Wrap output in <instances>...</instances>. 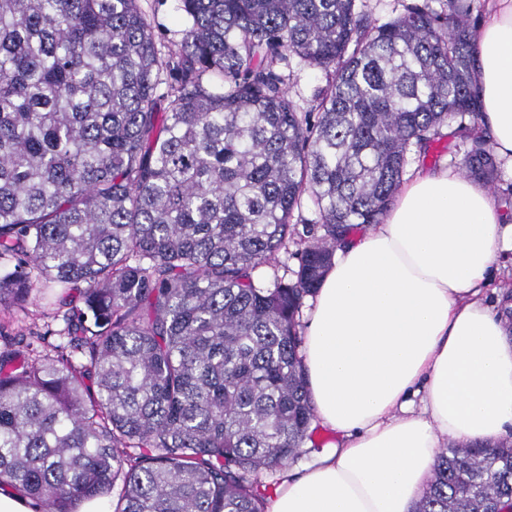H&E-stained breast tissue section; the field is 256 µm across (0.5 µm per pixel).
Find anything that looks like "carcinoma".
I'll return each instance as SVG.
<instances>
[{"mask_svg": "<svg viewBox=\"0 0 512 512\" xmlns=\"http://www.w3.org/2000/svg\"><path fill=\"white\" fill-rule=\"evenodd\" d=\"M356 2L182 0L165 57L138 0H0V305L61 289L36 339L66 340L0 351V487L43 512L119 479L114 512H265L312 435L305 299L410 154L481 109L472 0L382 25ZM294 58L328 76L314 114ZM459 131L490 182L489 137ZM300 243L293 278L257 280ZM415 512H512V444L441 449Z\"/></svg>", "mask_w": 512, "mask_h": 512, "instance_id": "obj_1", "label": "carcinoma"}]
</instances>
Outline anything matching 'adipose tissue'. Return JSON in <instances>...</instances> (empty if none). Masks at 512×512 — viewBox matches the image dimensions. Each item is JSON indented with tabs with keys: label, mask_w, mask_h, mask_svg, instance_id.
<instances>
[{
	"label": "adipose tissue",
	"mask_w": 512,
	"mask_h": 512,
	"mask_svg": "<svg viewBox=\"0 0 512 512\" xmlns=\"http://www.w3.org/2000/svg\"><path fill=\"white\" fill-rule=\"evenodd\" d=\"M490 9L482 122L512 167V0ZM503 251L512 224L487 190L429 166L337 250L302 351L316 418L337 440L285 474L266 512H413L440 448L512 429V333L481 297Z\"/></svg>",
	"instance_id": "1"
}]
</instances>
